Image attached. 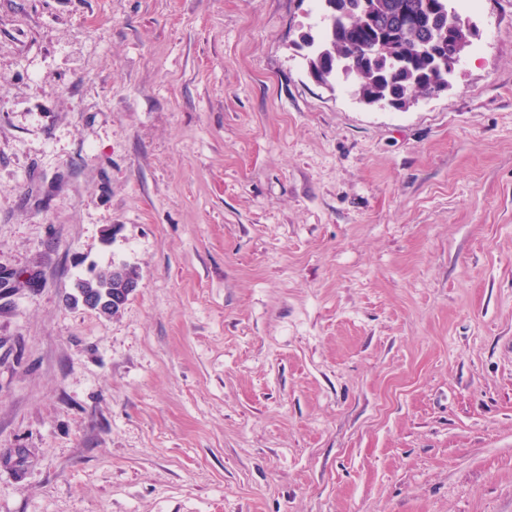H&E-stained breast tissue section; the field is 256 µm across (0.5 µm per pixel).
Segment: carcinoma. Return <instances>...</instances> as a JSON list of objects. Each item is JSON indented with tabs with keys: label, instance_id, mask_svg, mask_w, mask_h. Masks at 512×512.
Wrapping results in <instances>:
<instances>
[{
	"label": "carcinoma",
	"instance_id": "carcinoma-1",
	"mask_svg": "<svg viewBox=\"0 0 512 512\" xmlns=\"http://www.w3.org/2000/svg\"><path fill=\"white\" fill-rule=\"evenodd\" d=\"M335 1L339 16L322 29L313 54L319 65L329 66L330 76L350 77L356 90L379 98L429 91L435 60L424 42L448 38L451 0H326ZM407 13L414 16L409 25L402 22ZM366 44L380 45L379 54L364 55ZM120 287L121 280L112 278L110 267L77 285L80 296L96 295L106 317L117 314L125 303L112 300Z\"/></svg>",
	"mask_w": 512,
	"mask_h": 512
}]
</instances>
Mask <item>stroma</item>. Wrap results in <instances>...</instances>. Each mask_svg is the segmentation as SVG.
Segmentation results:
<instances>
[{"label": "stroma", "instance_id": "obj_1", "mask_svg": "<svg viewBox=\"0 0 512 512\" xmlns=\"http://www.w3.org/2000/svg\"><path fill=\"white\" fill-rule=\"evenodd\" d=\"M321 17L0 0V512H512V0L405 110ZM121 266L125 269L126 275L129 277L139 278L138 272L127 265H112L105 269H100L89 278L80 280L77 285L80 297L84 298L87 294H94L97 297V304H101L103 313L106 317L113 316L118 313L120 307L128 299L125 295L118 302L112 301V295L120 293L121 279L112 278L113 267Z\"/></svg>", "mask_w": 512, "mask_h": 512}]
</instances>
